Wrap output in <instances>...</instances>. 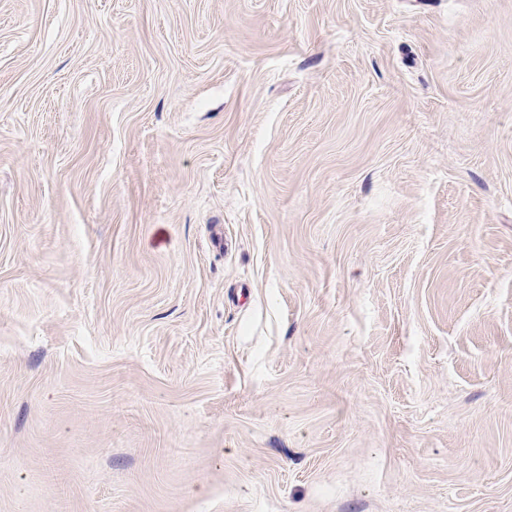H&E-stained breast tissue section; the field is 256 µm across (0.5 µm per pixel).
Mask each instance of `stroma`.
Segmentation results:
<instances>
[{"instance_id": "35a3bbf8", "label": "stroma", "mask_w": 512, "mask_h": 512, "mask_svg": "<svg viewBox=\"0 0 512 512\" xmlns=\"http://www.w3.org/2000/svg\"><path fill=\"white\" fill-rule=\"evenodd\" d=\"M0 512H512V0H0Z\"/></svg>"}]
</instances>
